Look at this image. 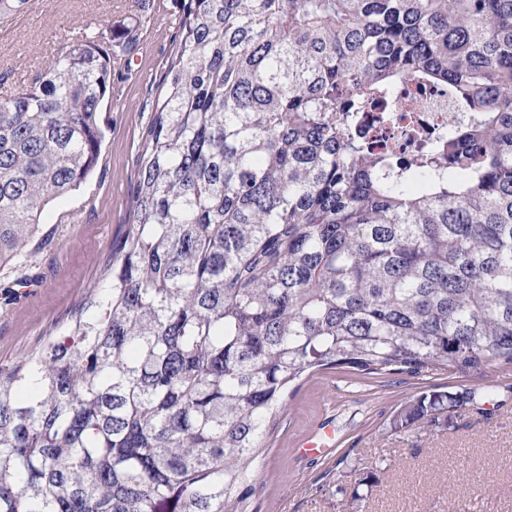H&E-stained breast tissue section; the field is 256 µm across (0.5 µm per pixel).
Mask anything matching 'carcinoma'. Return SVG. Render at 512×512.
<instances>
[{"label":"carcinoma","instance_id":"carcinoma-1","mask_svg":"<svg viewBox=\"0 0 512 512\" xmlns=\"http://www.w3.org/2000/svg\"><path fill=\"white\" fill-rule=\"evenodd\" d=\"M175 2L130 224L0 367V512H258L305 375L512 370V0ZM405 78L470 119L399 160L356 125ZM110 89L82 28L0 102L1 272L97 166ZM460 403L427 386L392 426Z\"/></svg>","mask_w":512,"mask_h":512}]
</instances>
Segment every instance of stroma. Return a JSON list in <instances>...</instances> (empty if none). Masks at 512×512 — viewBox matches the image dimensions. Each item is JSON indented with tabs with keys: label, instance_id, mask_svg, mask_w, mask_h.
Returning <instances> with one entry per match:
<instances>
[{
	"label": "stroma",
	"instance_id": "35a3bbf8",
	"mask_svg": "<svg viewBox=\"0 0 512 512\" xmlns=\"http://www.w3.org/2000/svg\"><path fill=\"white\" fill-rule=\"evenodd\" d=\"M137 23L127 54H112V89L100 108L105 141L87 184L50 204L36 251L14 272L0 273V362L33 347L99 277L108 246L129 221L130 199L160 78L172 50L178 15L172 0H30L0 22V99L43 76L73 29ZM35 292L10 298L16 278ZM349 369H328L290 386L286 410L256 473L259 512H346L342 489L368 471L365 512H512V372L435 374L424 379L351 384ZM452 392L490 391L493 410L462 407L447 426L420 424L399 432L389 421L423 386ZM331 429L336 445L305 456L300 443Z\"/></svg>",
	"mask_w": 512,
	"mask_h": 512
}]
</instances>
